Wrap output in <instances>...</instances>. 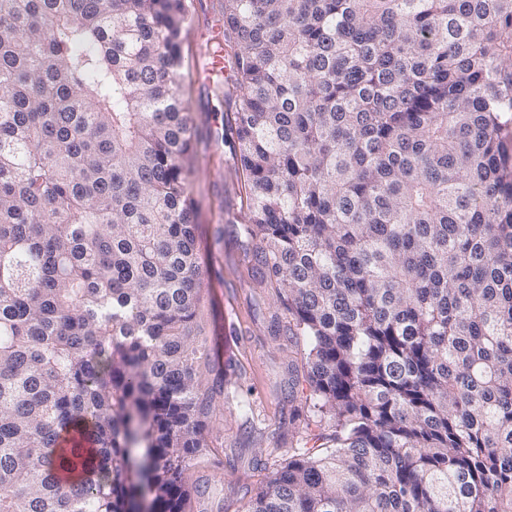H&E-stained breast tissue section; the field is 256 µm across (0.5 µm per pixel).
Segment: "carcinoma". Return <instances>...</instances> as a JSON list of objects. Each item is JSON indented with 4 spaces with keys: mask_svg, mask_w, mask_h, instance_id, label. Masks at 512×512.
Returning a JSON list of instances; mask_svg holds the SVG:
<instances>
[{
    "mask_svg": "<svg viewBox=\"0 0 512 512\" xmlns=\"http://www.w3.org/2000/svg\"><path fill=\"white\" fill-rule=\"evenodd\" d=\"M187 0H0V512H184L206 447ZM236 223L332 445L247 512H512V0H224Z\"/></svg>",
    "mask_w": 512,
    "mask_h": 512,
    "instance_id": "obj_1",
    "label": "carcinoma"
}]
</instances>
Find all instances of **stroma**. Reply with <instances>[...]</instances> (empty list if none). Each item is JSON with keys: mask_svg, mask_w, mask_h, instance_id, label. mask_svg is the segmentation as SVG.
Here are the masks:
<instances>
[{"mask_svg": "<svg viewBox=\"0 0 512 512\" xmlns=\"http://www.w3.org/2000/svg\"><path fill=\"white\" fill-rule=\"evenodd\" d=\"M224 0H194L192 20L182 34L185 100L199 130L195 150L200 171L190 180L201 233L204 286L196 316L201 358L197 381H215L206 422L207 446L188 473L187 485L215 512H246L249 499L270 472L299 445L302 427L331 434L327 419L312 408L291 418L284 400L289 388L307 385L301 349L271 332L287 324L276 289L253 266L254 242L233 223L243 195L234 117L200 79L207 35L223 14Z\"/></svg>", "mask_w": 512, "mask_h": 512, "instance_id": "obj_1", "label": "stroma"}]
</instances>
